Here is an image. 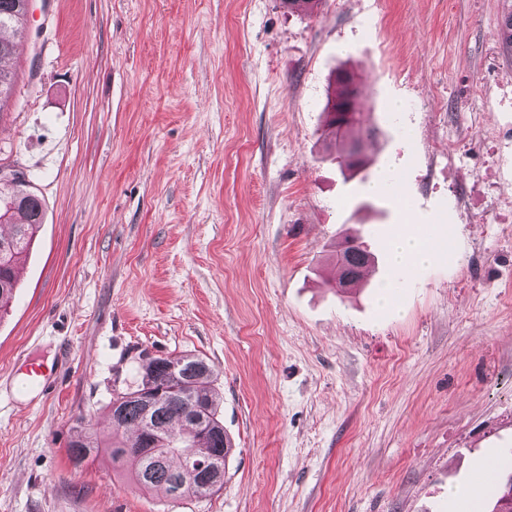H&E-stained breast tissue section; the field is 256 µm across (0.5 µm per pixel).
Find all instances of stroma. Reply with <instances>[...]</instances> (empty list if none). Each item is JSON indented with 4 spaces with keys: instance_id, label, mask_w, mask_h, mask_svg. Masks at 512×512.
Instances as JSON below:
<instances>
[{
    "instance_id": "obj_1",
    "label": "stroma",
    "mask_w": 512,
    "mask_h": 512,
    "mask_svg": "<svg viewBox=\"0 0 512 512\" xmlns=\"http://www.w3.org/2000/svg\"><path fill=\"white\" fill-rule=\"evenodd\" d=\"M512 0H30L0 167L43 223L0 314V512H453L512 471ZM363 87L367 168L325 138ZM385 168L413 207L373 189ZM452 249L398 275L385 225ZM359 234L377 274L336 288ZM394 298L383 302L385 284ZM195 354L234 448L171 500L100 456L143 356ZM55 366L44 391L27 365ZM336 83L340 86V89L328 102L326 126L328 129L332 130V134L335 136L337 143L339 141L344 142L349 138L350 133L357 127H360V120L357 117L358 112H355L353 105L355 94L351 75L344 73L338 76ZM336 103L345 105L350 112H336ZM336 123L346 125V129L341 135L336 133ZM495 461H491L486 467L477 469L470 477L469 492L460 499L455 512H479V506L488 488V474Z\"/></svg>"
}]
</instances>
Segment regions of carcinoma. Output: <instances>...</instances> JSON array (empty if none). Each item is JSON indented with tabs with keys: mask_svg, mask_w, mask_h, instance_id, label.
Masks as SVG:
<instances>
[{
	"mask_svg": "<svg viewBox=\"0 0 512 512\" xmlns=\"http://www.w3.org/2000/svg\"><path fill=\"white\" fill-rule=\"evenodd\" d=\"M28 5L29 0H0V31L11 28L23 32ZM14 52V42L0 37V109L11 97L14 84V75L4 68L3 62ZM337 84L340 89L327 105L326 126L334 131L336 124L346 125L344 133L335 134L336 141H348L347 150L337 156L339 165L347 169L362 166V158L351 160L357 153V141L349 139V135L360 126L353 105L351 75L338 76ZM42 219V201L27 189V183L0 178V224L11 228L8 234H0V245L11 246L7 264L0 265V308L13 298L17 288L16 265L31 245ZM369 257L362 244L349 245L336 251V265L345 269L347 278L354 283L359 266ZM141 370V384L112 401L116 405L111 411L115 439L112 447H92L80 418L77 435L68 445V457L72 466L79 469L90 457L105 451L113 463L127 467L139 487L161 486L173 499L184 473L185 455L223 471L232 443L218 417L209 389L212 370L203 358L194 354L154 357L143 363ZM143 393L154 399L148 415L141 402ZM491 512H512V475L496 489Z\"/></svg>",
	"mask_w": 512,
	"mask_h": 512,
	"instance_id": "cac0c4a2",
	"label": "carcinoma"
}]
</instances>
